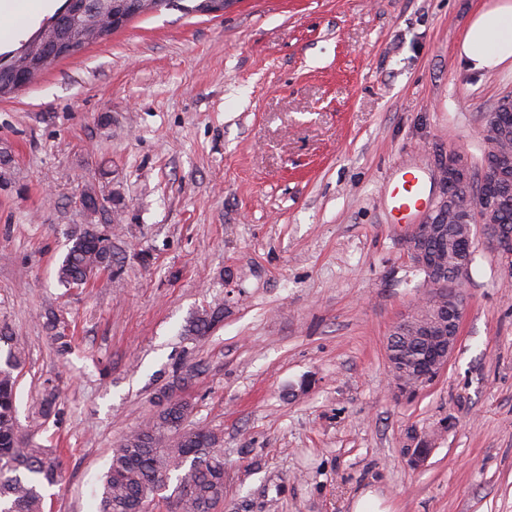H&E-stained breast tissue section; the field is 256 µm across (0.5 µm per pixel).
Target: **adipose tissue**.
<instances>
[{"label":"adipose tissue","instance_id":"1","mask_svg":"<svg viewBox=\"0 0 512 512\" xmlns=\"http://www.w3.org/2000/svg\"><path fill=\"white\" fill-rule=\"evenodd\" d=\"M460 55L476 71H490L512 60V0H496L475 13Z\"/></svg>","mask_w":512,"mask_h":512}]
</instances>
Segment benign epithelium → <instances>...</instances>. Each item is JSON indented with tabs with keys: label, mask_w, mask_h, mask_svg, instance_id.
Returning a JSON list of instances; mask_svg holds the SVG:
<instances>
[{
	"label": "benign epithelium",
	"mask_w": 512,
	"mask_h": 512,
	"mask_svg": "<svg viewBox=\"0 0 512 512\" xmlns=\"http://www.w3.org/2000/svg\"><path fill=\"white\" fill-rule=\"evenodd\" d=\"M511 121L512 95H506L497 109L483 118L484 153L478 179L472 175L471 157L465 151L454 147L433 151L440 192L422 221L410 225L405 247L415 263L430 275V286L441 297V302L426 318L420 312L423 302H418L393 330L395 334L402 332L415 336L427 345V365L415 368L420 382L407 386L403 379L394 380V393L400 397L414 396L434 382L447 367L459 340L465 299L458 294L456 282L468 273L473 257L472 245L467 241L456 250V268L452 276L441 272L439 260L428 251L427 244L444 233V215L452 211L457 215L458 223L481 227L485 242L512 266V234L495 223L502 186L512 178V149H503L499 145L503 140L502 132Z\"/></svg>",
	"instance_id": "obj_1"
}]
</instances>
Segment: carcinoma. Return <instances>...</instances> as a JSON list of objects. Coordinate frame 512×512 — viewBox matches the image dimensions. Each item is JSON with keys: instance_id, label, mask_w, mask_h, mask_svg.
<instances>
[{"instance_id": "obj_1", "label": "carcinoma", "mask_w": 512, "mask_h": 512, "mask_svg": "<svg viewBox=\"0 0 512 512\" xmlns=\"http://www.w3.org/2000/svg\"><path fill=\"white\" fill-rule=\"evenodd\" d=\"M183 0H104L94 10L95 0H64L55 13L19 47L0 52V72L17 59L18 68L34 81L52 68L60 57L45 52L41 37L57 36L74 51L95 43L88 20L101 17L103 26L112 17L130 20L138 15L177 7ZM497 223L512 231V182L504 189ZM71 246L57 268L58 281L83 284L102 270L112 269V242L93 224L75 229ZM224 309L215 306L194 314L185 325V335L205 336L221 321ZM397 354L407 366L416 365L424 355L421 343L412 339L396 341ZM21 363V351L9 352L0 367V512H45V488L62 481L63 462L51 448L25 436L16 424V384L13 371ZM160 410L152 423L127 434L111 449L109 467L102 477L98 512H148L159 491L176 480L173 512H211L224 499V449L222 438L206 428H190L187 420L192 405L185 399L162 396Z\"/></svg>"}]
</instances>
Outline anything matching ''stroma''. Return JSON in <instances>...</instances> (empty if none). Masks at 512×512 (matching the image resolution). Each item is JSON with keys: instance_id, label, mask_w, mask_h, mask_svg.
Listing matches in <instances>:
<instances>
[{"instance_id": "1", "label": "stroma", "mask_w": 512, "mask_h": 512, "mask_svg": "<svg viewBox=\"0 0 512 512\" xmlns=\"http://www.w3.org/2000/svg\"><path fill=\"white\" fill-rule=\"evenodd\" d=\"M489 2L163 8L0 100V330L24 350L21 431L57 397L36 437L65 469L46 512H96L110 448L165 393L223 439L224 512H353L368 490L387 512H512L500 255L475 241L458 345L432 384L395 396L387 357L425 291L391 181L409 169L438 189L440 145L480 161L481 117L512 94V62L482 73L459 55ZM85 224L111 237L112 270L69 288L56 269ZM215 304L223 321L186 339ZM421 439L417 465L405 450ZM224 316V309L215 306L209 309H203L194 314L185 325V335L196 338L205 336L215 324L221 321Z\"/></svg>"}]
</instances>
